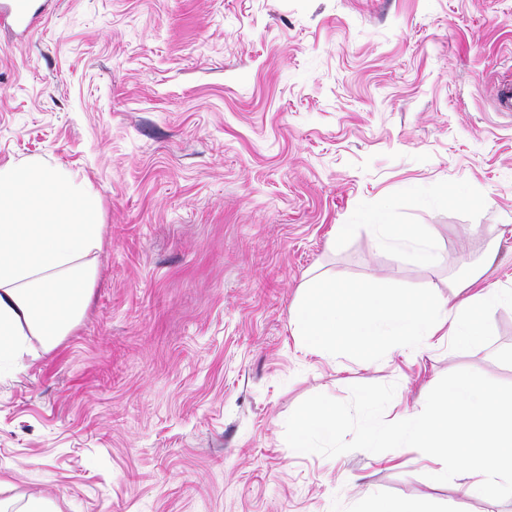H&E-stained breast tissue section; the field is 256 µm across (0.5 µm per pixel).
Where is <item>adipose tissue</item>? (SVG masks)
<instances>
[{"mask_svg": "<svg viewBox=\"0 0 512 512\" xmlns=\"http://www.w3.org/2000/svg\"><path fill=\"white\" fill-rule=\"evenodd\" d=\"M384 248L432 258L431 224H392L385 212L368 219ZM100 205L68 170L40 160L0 165V358L57 347L84 320L102 246ZM487 265L470 269L458 303L411 292L378 279L369 284L313 279L293 321L296 335L316 352L337 348L373 357L389 349H420L437 336L481 346L489 334L485 310L498 300L481 287Z\"/></svg>", "mask_w": 512, "mask_h": 512, "instance_id": "adipose-tissue-1", "label": "adipose tissue"}]
</instances>
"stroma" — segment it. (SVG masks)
<instances>
[{"label": "stroma", "instance_id": "1", "mask_svg": "<svg viewBox=\"0 0 512 512\" xmlns=\"http://www.w3.org/2000/svg\"><path fill=\"white\" fill-rule=\"evenodd\" d=\"M0 23V164L40 158L97 196L103 246L83 322L0 361V501L60 512H512L431 482L401 447L299 454L308 397L392 383L384 417L446 374L512 384V302L492 341L372 360L305 349L311 277L388 278L439 297L492 259L512 291V0H50ZM432 224L433 264L365 228ZM337 224L358 225L333 242ZM366 512H425L418 500L370 502Z\"/></svg>", "mask_w": 512, "mask_h": 512}]
</instances>
